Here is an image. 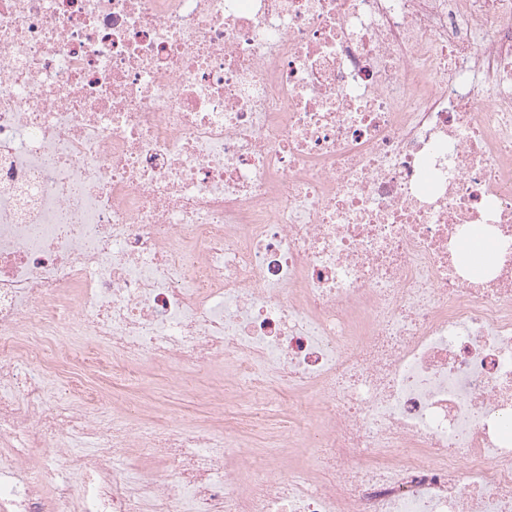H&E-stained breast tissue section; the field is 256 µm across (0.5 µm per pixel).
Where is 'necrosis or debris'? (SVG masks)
Returning <instances> with one entry per match:
<instances>
[{"label":"necrosis or debris","mask_w":512,"mask_h":512,"mask_svg":"<svg viewBox=\"0 0 512 512\" xmlns=\"http://www.w3.org/2000/svg\"><path fill=\"white\" fill-rule=\"evenodd\" d=\"M0 512H512V0H0ZM169 403L176 409V414H190L201 417L207 415L205 405L198 401L195 396L189 394L177 395L170 393Z\"/></svg>","instance_id":"necrosis-or-debris-1"}]
</instances>
